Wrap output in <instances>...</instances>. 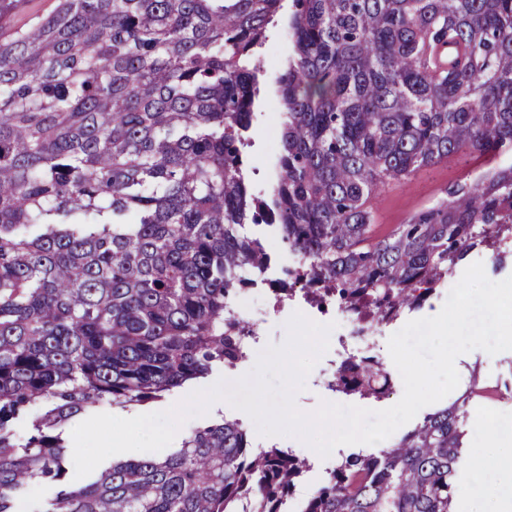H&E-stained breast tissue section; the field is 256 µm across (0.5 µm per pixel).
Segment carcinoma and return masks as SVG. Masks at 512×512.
I'll return each mask as SVG.
<instances>
[{
    "label": "carcinoma",
    "instance_id": "carcinoma-1",
    "mask_svg": "<svg viewBox=\"0 0 512 512\" xmlns=\"http://www.w3.org/2000/svg\"><path fill=\"white\" fill-rule=\"evenodd\" d=\"M21 2L0 0V512L34 481L56 485L42 512H285L307 459L251 448L237 421L80 488L62 427L245 361L257 327L234 300L271 266L251 225L294 256L276 297L299 289L361 332L422 307L476 250L504 262L512 0H57L19 27ZM268 98L283 121L258 196L248 148ZM461 154L486 161L473 184L376 234L378 186ZM332 387L392 384L365 357ZM467 404L341 458L303 512H452Z\"/></svg>",
    "mask_w": 512,
    "mask_h": 512
}]
</instances>
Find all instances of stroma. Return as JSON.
Wrapping results in <instances>:
<instances>
[{"mask_svg":"<svg viewBox=\"0 0 512 512\" xmlns=\"http://www.w3.org/2000/svg\"><path fill=\"white\" fill-rule=\"evenodd\" d=\"M280 115L270 109L258 111L253 125V138L255 144L250 151V165L257 169L258 174L252 179L254 191H262L269 184V168L267 160L277 147L272 140V131L278 130ZM473 160L461 158L451 159L428 172L409 178L394 186H382L376 191L373 204L377 213V229L379 233L386 234L398 224L404 223L409 215L426 202L443 197L446 188L457 182H465L474 168ZM303 311L304 315L320 323L344 324L346 316L338 309H330L328 313L320 310L302 307L298 299H291L286 309L272 313L263 326V344L280 345L288 337V322L296 311ZM377 358L384 363L391 372L392 390L389 395L381 399H360L331 391L322 382L323 374L330 360L336 359V346H329L320 357L312 371L306 378V388L295 396V401L303 409L314 410L320 401H329L343 405H358L370 409H385L396 404L404 393V385L399 372L387 347H380L376 353ZM460 381L458 391H465L470 385L481 388L482 394L472 400L469 407L467 422V436L465 439V455H472L481 449L490 433L495 429V421L501 416H512V399L502 398L501 393L506 388H512V351H505L497 355H489L478 350L468 353L464 368L459 373ZM207 389V380L193 381L189 388L178 389L165 401L146 407L144 413L147 420L144 424L142 445L152 447L155 438L165 430L176 433V441L166 444L164 453H171L180 448V440L189 430L208 424L209 418L201 413L194 396L204 393ZM111 407L104 406L96 411L84 413L71 419L64 430V438L68 445L67 477L71 485L86 484L93 471H100L109 467L113 459L131 458L136 454L132 448H118L114 452L103 451L100 442L109 438L111 429H100L102 420L112 417ZM226 418L240 421L248 430L250 440L256 447H271L286 445L294 449L301 457L311 459L312 469L297 485L295 496L297 499H307L311 491L319 486L326 477L321 461L315 460L314 451L300 439L288 436H263L258 432L255 421L244 411L227 408Z\"/></svg>","mask_w":512,"mask_h":512,"instance_id":"1","label":"stroma"}]
</instances>
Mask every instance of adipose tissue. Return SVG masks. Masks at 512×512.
Instances as JSON below:
<instances>
[{"label":"adipose tissue","instance_id":"1","mask_svg":"<svg viewBox=\"0 0 512 512\" xmlns=\"http://www.w3.org/2000/svg\"><path fill=\"white\" fill-rule=\"evenodd\" d=\"M470 466L491 495V512H512V442L490 435Z\"/></svg>","mask_w":512,"mask_h":512}]
</instances>
